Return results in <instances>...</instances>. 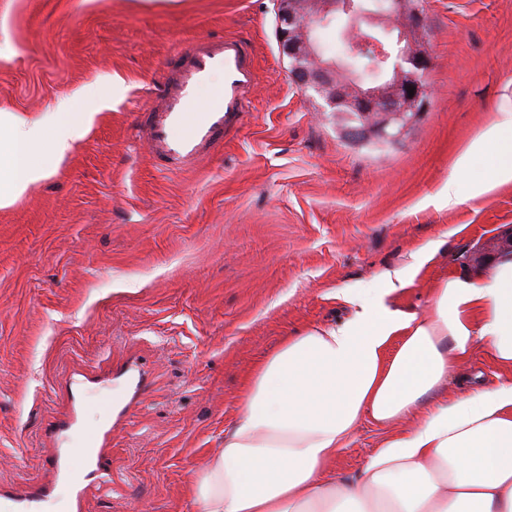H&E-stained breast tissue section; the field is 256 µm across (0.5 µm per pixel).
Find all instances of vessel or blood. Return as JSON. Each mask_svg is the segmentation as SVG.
<instances>
[{
    "label": "vessel or blood",
    "instance_id": "obj_1",
    "mask_svg": "<svg viewBox=\"0 0 512 512\" xmlns=\"http://www.w3.org/2000/svg\"><path fill=\"white\" fill-rule=\"evenodd\" d=\"M216 73L222 74V84L210 100H201L198 88ZM255 80L252 51L244 39L200 40L178 53L159 98L139 115L137 136L145 143L150 160L169 172L201 161L239 123ZM90 384L88 377H74L66 387L69 408L50 430L54 444L51 480L21 492L0 490L10 512H41L61 481L70 485L79 504L90 487L107 481L112 434L129 406L113 399L111 379L100 380L103 392L96 401L100 422L79 442H72L71 433L87 409Z\"/></svg>",
    "mask_w": 512,
    "mask_h": 512
}]
</instances>
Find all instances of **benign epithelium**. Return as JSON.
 <instances>
[{"mask_svg": "<svg viewBox=\"0 0 512 512\" xmlns=\"http://www.w3.org/2000/svg\"><path fill=\"white\" fill-rule=\"evenodd\" d=\"M278 20L281 52L288 58L289 74L299 89L315 91L324 111L335 119L357 112L364 126L341 123L356 139L395 141L415 123L431 103V87L425 79L432 58L422 45L425 0H384L378 11L362 8L359 0H273ZM336 17L348 19L342 33L343 56L326 55L317 31ZM400 29L398 50L379 35L377 28L391 24ZM379 58L388 62L393 75L388 81L367 86L356 66ZM413 93H408V90Z\"/></svg>", "mask_w": 512, "mask_h": 512, "instance_id": "obj_1", "label": "benign epithelium"}]
</instances>
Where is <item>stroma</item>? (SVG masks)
<instances>
[{
    "label": "stroma",
    "instance_id": "obj_1",
    "mask_svg": "<svg viewBox=\"0 0 512 512\" xmlns=\"http://www.w3.org/2000/svg\"><path fill=\"white\" fill-rule=\"evenodd\" d=\"M431 105L391 143H354L288 73L272 0H0V109L33 118L90 83L124 97L44 181L0 209V485L48 480L72 374L135 358L147 386L112 435L84 512H196L191 485L243 380L283 337L345 319L420 245L435 260L389 303L427 313L449 275L512 248V188L427 205L512 77V0H426ZM238 36L257 79L241 122L194 167L159 172L135 135L166 65ZM385 431L363 420L330 472L349 482Z\"/></svg>",
    "mask_w": 512,
    "mask_h": 512
}]
</instances>
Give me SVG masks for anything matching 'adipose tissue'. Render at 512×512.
Wrapping results in <instances>:
<instances>
[{"label":"adipose tissue","mask_w":512,"mask_h":512,"mask_svg":"<svg viewBox=\"0 0 512 512\" xmlns=\"http://www.w3.org/2000/svg\"><path fill=\"white\" fill-rule=\"evenodd\" d=\"M125 87H82L33 119L0 111V208L47 179ZM512 186V78L428 202L453 209ZM440 249L376 288L340 291L350 316L286 337L247 381L224 444L192 484L199 512H512V378L435 399L479 347L512 371V253L440 281L425 316L392 309ZM395 351H388L391 338ZM395 427L355 481L325 466L363 417Z\"/></svg>","instance_id":"1"}]
</instances>
